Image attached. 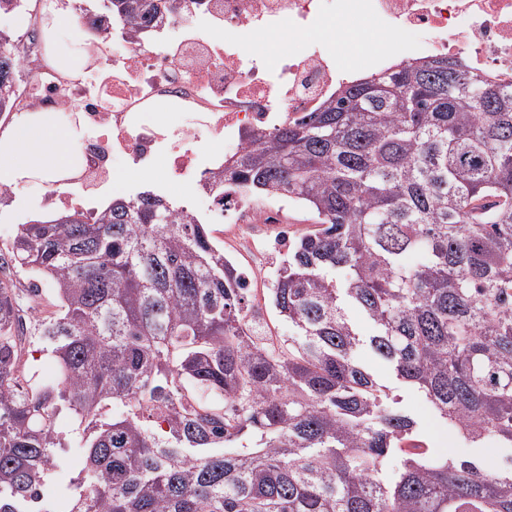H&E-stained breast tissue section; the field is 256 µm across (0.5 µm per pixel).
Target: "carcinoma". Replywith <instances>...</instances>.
Instances as JSON below:
<instances>
[{
    "label": "carcinoma",
    "instance_id": "carcinoma-1",
    "mask_svg": "<svg viewBox=\"0 0 512 512\" xmlns=\"http://www.w3.org/2000/svg\"><path fill=\"white\" fill-rule=\"evenodd\" d=\"M101 2L141 37L158 16ZM13 43L0 30V115L23 79ZM249 138L205 187L286 197L320 224L270 288L286 340L247 328L250 289L208 224L151 190L0 246V512H57L41 489L73 443L64 512H512V460L431 454L357 357L464 439L512 445V86L457 58L404 63ZM34 345L54 380L31 374Z\"/></svg>",
    "mask_w": 512,
    "mask_h": 512
}]
</instances>
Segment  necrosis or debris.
<instances>
[{"label": "necrosis or debris", "instance_id": "necrosis-or-debris-1", "mask_svg": "<svg viewBox=\"0 0 512 512\" xmlns=\"http://www.w3.org/2000/svg\"><path fill=\"white\" fill-rule=\"evenodd\" d=\"M146 45L127 28L103 30L91 48L86 78L70 83L45 51L26 47L23 101L34 108L79 104L89 137L66 190L45 192L52 211L79 208V191L107 182L116 159L149 166L164 156L172 182L196 194L211 223L250 230L283 222L287 203L235 191L216 203L203 191L211 173L250 141L304 112L321 109L351 72L387 67L393 58L464 59L512 80V0H170ZM352 29L369 23L392 54H349L329 20ZM278 40L268 60L262 45ZM174 104L183 124L163 121Z\"/></svg>", "mask_w": 512, "mask_h": 512}]
</instances>
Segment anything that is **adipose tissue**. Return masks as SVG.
I'll list each match as a JSON object with an SVG mask.
<instances>
[{
	"instance_id": "adipose-tissue-1",
	"label": "adipose tissue",
	"mask_w": 512,
	"mask_h": 512,
	"mask_svg": "<svg viewBox=\"0 0 512 512\" xmlns=\"http://www.w3.org/2000/svg\"><path fill=\"white\" fill-rule=\"evenodd\" d=\"M74 0H45L43 14L53 61L69 77H78L88 56L79 33ZM88 133L84 116L72 109L60 119L53 109H24L0 131V184L20 186L51 182L73 171L79 146Z\"/></svg>"
}]
</instances>
